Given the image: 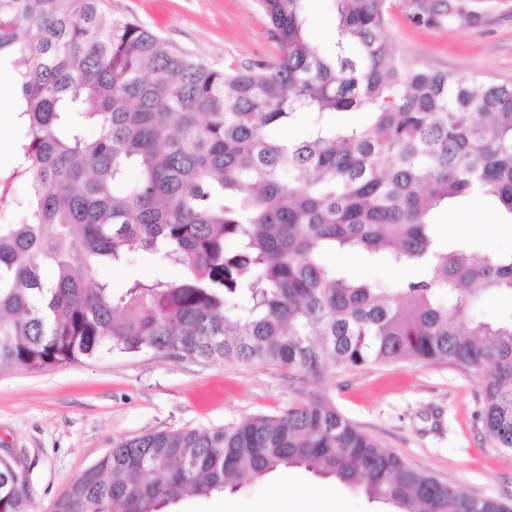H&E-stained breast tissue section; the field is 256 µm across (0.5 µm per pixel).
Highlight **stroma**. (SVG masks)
Masks as SVG:
<instances>
[{
  "label": "stroma",
  "mask_w": 512,
  "mask_h": 512,
  "mask_svg": "<svg viewBox=\"0 0 512 512\" xmlns=\"http://www.w3.org/2000/svg\"><path fill=\"white\" fill-rule=\"evenodd\" d=\"M474 21L427 28L396 0L388 35L400 52L419 55L464 77L512 80V0H462ZM106 13L135 19L211 65L246 66L277 52L258 0H107ZM332 0H307L306 31L319 46L335 40ZM445 238L494 253H512V224L495 207L474 200L438 218ZM328 264L352 277L391 285L411 270L371 266L353 251ZM183 269L147 256L115 267L96 265L91 279L122 290L136 278L178 281ZM337 410L416 470L476 497L512 499V452L480 441L473 417L479 384L473 372L445 362L396 361L307 379ZM297 398L288 372L237 361L166 358L151 352L104 354L31 372L0 370V454L29 466L32 512H54L70 483L113 444L148 432L210 429L255 416H276ZM305 468L274 472L239 491L193 497L173 512H392L362 489L335 485Z\"/></svg>",
  "instance_id": "obj_1"
}]
</instances>
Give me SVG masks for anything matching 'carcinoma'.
Segmentation results:
<instances>
[{
  "mask_svg": "<svg viewBox=\"0 0 512 512\" xmlns=\"http://www.w3.org/2000/svg\"><path fill=\"white\" fill-rule=\"evenodd\" d=\"M306 0H259L278 54L215 68L104 0H0V57H18L26 140L0 175L31 189L0 224V367L40 371L102 352L271 365L302 383L327 368L446 361L478 374L481 440L512 450V254L443 239L450 203L487 199L512 222V82L431 67L389 42L392 0H334L336 41L305 30ZM416 23L447 0H410ZM362 112L334 127L330 113ZM303 113L305 138L269 136ZM97 127L93 139L82 126ZM135 167L138 177L126 181ZM355 250L413 267L391 287L325 263ZM182 266L178 283L90 284L129 255ZM50 269L53 276H44ZM276 417L116 443L55 512H160L281 467L362 488L399 512H512L408 467L322 393ZM27 472L0 457V512H31ZM476 314L483 320L494 323L512 315L510 297L486 298L480 301Z\"/></svg>",
  "mask_w": 512,
  "mask_h": 512,
  "instance_id": "carcinoma-1",
  "label": "carcinoma"
}]
</instances>
